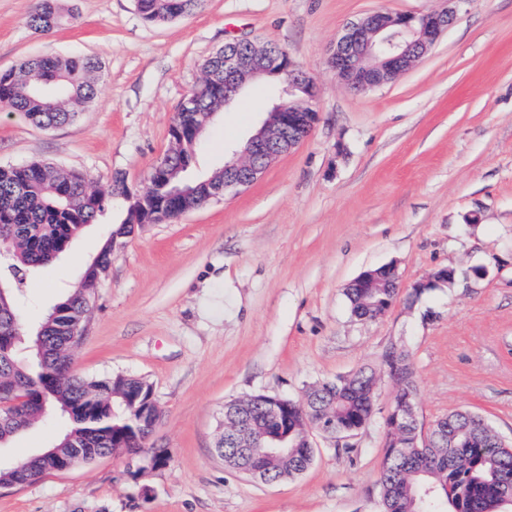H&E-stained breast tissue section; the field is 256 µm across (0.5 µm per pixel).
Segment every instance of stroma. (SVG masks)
<instances>
[{
	"label": "stroma",
	"instance_id": "35a3bbf8",
	"mask_svg": "<svg viewBox=\"0 0 512 512\" xmlns=\"http://www.w3.org/2000/svg\"><path fill=\"white\" fill-rule=\"evenodd\" d=\"M36 3L0 0V69L92 56L98 93L75 121L48 130L0 107V166L50 162L100 190L120 172L145 192L204 62L241 37L281 46L310 74L320 118L247 189L144 225L112 254L71 372L150 382L163 416L147 445L167 449L168 464L136 480L125 456L51 472L0 488V512H380L390 379L374 421L344 440L314 436V461L298 478L256 483L212 448L225 402L301 400L313 384L377 365L391 345L414 360L423 426L465 408L512 439V0H468L409 71L361 93L326 64L346 24L444 0H204L161 23L134 0H57L79 20L49 34L29 25ZM269 89L255 81L216 112L192 176L223 168L229 146L265 119ZM121 219L106 212L28 279L23 333L81 280ZM386 264L401 276L396 300L377 319H356L346 285ZM442 267L455 280L414 295ZM61 429L46 408L0 459L41 453Z\"/></svg>",
	"mask_w": 512,
	"mask_h": 512
}]
</instances>
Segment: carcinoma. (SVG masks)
<instances>
[{
	"label": "carcinoma",
	"instance_id": "carcinoma-1",
	"mask_svg": "<svg viewBox=\"0 0 512 512\" xmlns=\"http://www.w3.org/2000/svg\"><path fill=\"white\" fill-rule=\"evenodd\" d=\"M201 0H136L144 19L164 22L194 12ZM69 22L53 3L43 0L31 15L30 26L50 31ZM223 57L213 54L204 71L216 79L198 90L199 112H211L223 105ZM99 68L94 57H35L18 67L0 70V104L23 113L35 126L51 129L76 119L73 105L94 100L96 87L89 74ZM195 151L178 142L152 172L163 168L179 183L193 164ZM223 174L192 182L186 202L149 203L155 223L174 221L188 206L203 203L222 182ZM112 190L91 188L90 178L75 171L64 172L45 162L0 167V249L8 257L0 264V386L14 392L21 401L12 417L0 423V443L6 444L30 428L46 403L57 406L65 430L50 451L69 457L73 465L87 464L112 453L123 444L144 446L149 430L141 421L138 390L150 384L140 378L115 375L84 378L69 374L70 355L65 343L69 316L87 317L99 286L101 270L112 262L110 243L95 258L97 268L86 271L78 283L55 305L62 315H48L38 326L39 334L27 338L42 343L43 356L30 367L19 358L20 316L16 293L35 271L60 259L83 229L114 206ZM393 289L346 288L352 314L372 320L386 306ZM396 369L400 390L416 397V369L411 355L402 348H388L378 368L361 367L346 377L322 382L307 392V401L325 404L336 415V437L357 434L374 414V378L388 368ZM250 429L269 445L274 438L287 436L292 444L302 442L305 423L299 413L288 410L278 420L266 416L261 406L249 413ZM384 446L380 494L382 512H505L512 499V441L496 434L487 420L469 409H456L438 418L428 430L418 429L417 438H408L407 447H392V432L383 423ZM225 457L241 473L252 478L256 472L270 481L295 478L311 465V448H290L288 454L264 459L260 448H227ZM25 482L32 483L51 472L50 460L39 454L23 461Z\"/></svg>",
	"mask_w": 512,
	"mask_h": 512
}]
</instances>
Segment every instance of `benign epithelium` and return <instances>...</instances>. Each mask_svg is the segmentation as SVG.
Returning a JSON list of instances; mask_svg holds the SVG:
<instances>
[{
    "label": "benign epithelium",
    "instance_id": "obj_1",
    "mask_svg": "<svg viewBox=\"0 0 512 512\" xmlns=\"http://www.w3.org/2000/svg\"><path fill=\"white\" fill-rule=\"evenodd\" d=\"M450 6L424 14L373 12L363 19L347 24L330 49L328 64L355 92L380 87L409 70L433 47L452 25L460 7L467 0H448ZM235 48L224 51V104H231L252 81L282 75L278 102L268 112V118L238 150L224 162V180L209 196L221 201L230 193L253 184L277 158L290 152L306 140L317 121L316 91L311 78L299 69L283 49L269 44L258 46L246 38L233 40ZM142 416L148 418L150 430L160 422L161 408L154 392L142 402ZM406 411H389L394 425L415 433L416 416ZM336 418L318 414L312 417L304 442L312 433L334 437ZM245 434L242 415L224 411V431L213 452L224 454L226 444L235 436Z\"/></svg>",
    "mask_w": 512,
    "mask_h": 512
}]
</instances>
